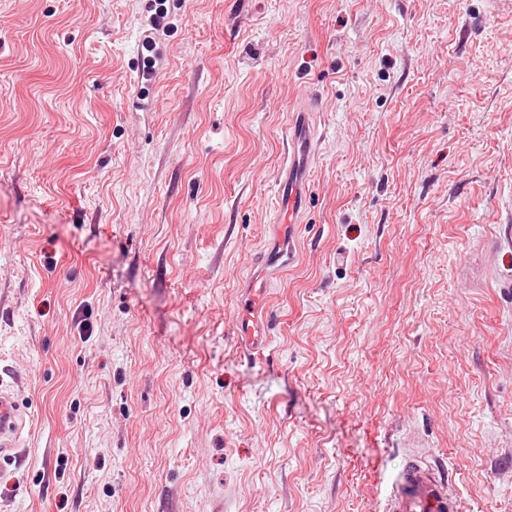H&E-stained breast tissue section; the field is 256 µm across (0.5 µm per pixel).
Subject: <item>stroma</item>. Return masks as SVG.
<instances>
[{
    "label": "stroma",
    "mask_w": 512,
    "mask_h": 512,
    "mask_svg": "<svg viewBox=\"0 0 512 512\" xmlns=\"http://www.w3.org/2000/svg\"><path fill=\"white\" fill-rule=\"evenodd\" d=\"M0 378V512H381L412 448L512 512V0H0ZM319 109L314 97L301 99L292 109L286 137V160L278 179L276 198L279 224L275 225L272 245L265 251L264 263L250 279L247 295L236 316V335L244 355L255 357L265 348L269 323L271 276L293 259L291 224H300L307 191L314 172L319 140L312 117ZM272 269L271 271H269ZM25 426V416L19 403L8 391L0 389V480L7 476L9 467L18 454V441ZM9 474V473H8Z\"/></svg>",
    "instance_id": "stroma-1"
}]
</instances>
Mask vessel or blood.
Returning a JSON list of instances; mask_svg holds the SVG:
<instances>
[{
	"label": "vessel or blood",
	"mask_w": 512,
	"mask_h": 512,
	"mask_svg": "<svg viewBox=\"0 0 512 512\" xmlns=\"http://www.w3.org/2000/svg\"><path fill=\"white\" fill-rule=\"evenodd\" d=\"M318 108L317 99L310 97L301 99L293 109L286 137V160L278 179L279 222L273 242L264 253V263L251 278L235 316L239 347L249 357L260 354L266 344L271 276L293 259L294 237L290 227L301 221L318 158L319 141L312 124ZM24 425L19 403L11 393L0 389V479L6 477L17 458ZM382 512H462V505L449 480L415 453L392 481Z\"/></svg>",
	"instance_id": "vessel-or-blood-1"
}]
</instances>
